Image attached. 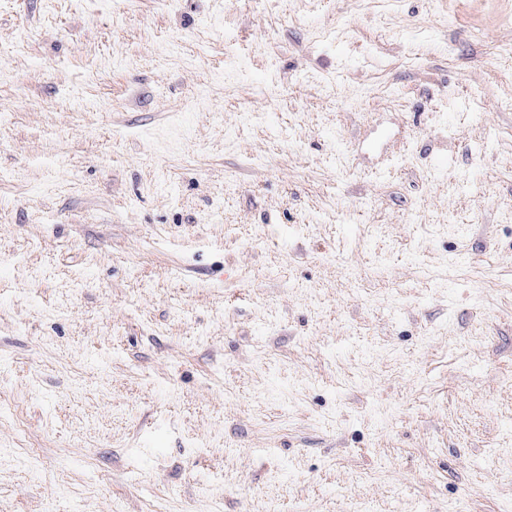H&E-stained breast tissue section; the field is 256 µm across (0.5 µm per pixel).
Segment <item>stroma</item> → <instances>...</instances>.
I'll list each match as a JSON object with an SVG mask.
<instances>
[{
	"mask_svg": "<svg viewBox=\"0 0 512 512\" xmlns=\"http://www.w3.org/2000/svg\"><path fill=\"white\" fill-rule=\"evenodd\" d=\"M512 0H0V512H512Z\"/></svg>",
	"mask_w": 512,
	"mask_h": 512,
	"instance_id": "obj_1",
	"label": "stroma"
}]
</instances>
